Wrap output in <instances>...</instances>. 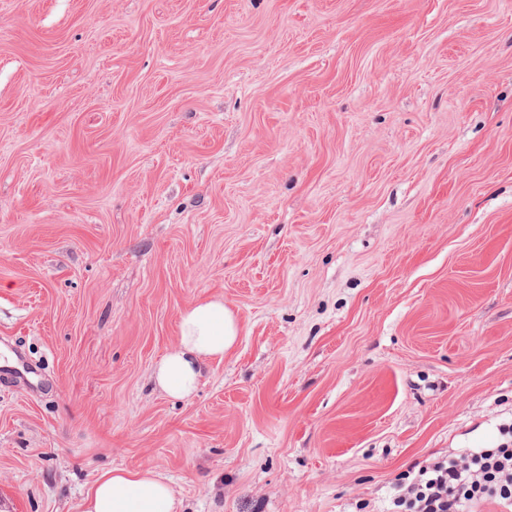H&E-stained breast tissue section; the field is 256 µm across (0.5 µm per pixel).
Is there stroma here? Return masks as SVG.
<instances>
[{
	"instance_id": "obj_1",
	"label": "stroma",
	"mask_w": 512,
	"mask_h": 512,
	"mask_svg": "<svg viewBox=\"0 0 512 512\" xmlns=\"http://www.w3.org/2000/svg\"><path fill=\"white\" fill-rule=\"evenodd\" d=\"M509 420L512 0H0V512H382ZM238 338V322L222 297L194 301L179 316L175 346L153 365L154 386L173 399H189L203 371L222 362ZM79 512H179L165 476L152 469H112L91 483Z\"/></svg>"
}]
</instances>
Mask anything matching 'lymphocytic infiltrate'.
<instances>
[{"label": "lymphocytic infiltrate", "instance_id": "obj_1", "mask_svg": "<svg viewBox=\"0 0 512 512\" xmlns=\"http://www.w3.org/2000/svg\"><path fill=\"white\" fill-rule=\"evenodd\" d=\"M494 448H467L430 458L390 501L387 512H481L495 501L512 512V423Z\"/></svg>", "mask_w": 512, "mask_h": 512}]
</instances>
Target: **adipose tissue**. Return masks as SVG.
I'll return each mask as SVG.
<instances>
[{
	"mask_svg": "<svg viewBox=\"0 0 512 512\" xmlns=\"http://www.w3.org/2000/svg\"><path fill=\"white\" fill-rule=\"evenodd\" d=\"M238 338V322L223 298L194 301L178 321L175 346L154 364V386L173 399L191 398L203 371L222 362ZM179 503L165 476L151 469H112L91 483L79 512H178Z\"/></svg>",
	"mask_w": 512,
	"mask_h": 512,
	"instance_id": "adipose-tissue-1",
	"label": "adipose tissue"
}]
</instances>
